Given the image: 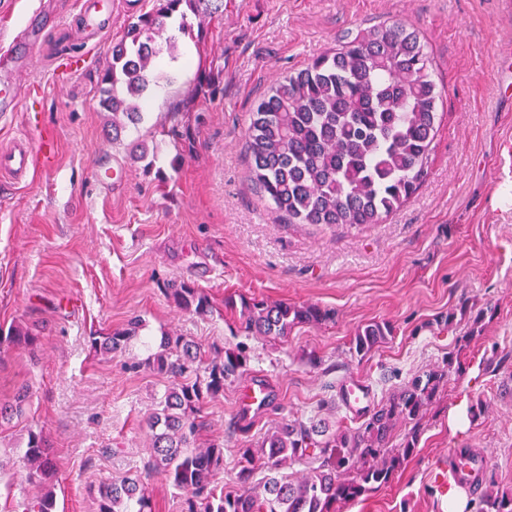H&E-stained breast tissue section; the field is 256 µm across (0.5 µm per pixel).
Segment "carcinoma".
Wrapping results in <instances>:
<instances>
[{
	"instance_id": "obj_1",
	"label": "carcinoma",
	"mask_w": 512,
	"mask_h": 512,
	"mask_svg": "<svg viewBox=\"0 0 512 512\" xmlns=\"http://www.w3.org/2000/svg\"><path fill=\"white\" fill-rule=\"evenodd\" d=\"M206 0H155L152 11L112 46V62L98 87L101 106L112 113V139L142 120L141 101L157 81L156 60L175 59L177 35L190 36L193 15ZM441 98L428 47L401 22L357 30L301 70L273 79L251 113L246 155L252 182L276 216L290 224H380L418 191L440 122ZM167 294L182 309L205 314L209 301L198 289L174 285ZM247 328L257 336L286 338L295 326L331 320L318 305L269 304L241 299ZM139 322L107 336H94L95 350L113 351L134 337ZM387 322L359 326L350 349L362 358L392 335ZM246 350H226L209 360L193 342L164 336L146 364L173 378L148 418L153 454L148 470L164 472L185 494V512H340V506L390 484L418 447L420 421L454 366L414 374L405 388L376 408L357 428L331 427L309 419L284 422L259 449L242 448L236 485L212 487L224 466V448L196 446L201 412L224 394V385L248 371ZM29 394L0 405V419L22 411ZM408 427L398 447L397 426ZM29 479L51 474L54 462L41 435L30 433L24 455ZM306 465L295 476L285 468ZM259 481H253L255 473ZM469 483L482 487L476 512H512V491L496 488L486 467ZM28 512H54L48 490L26 505ZM99 512H152L144 481L125 478L99 488Z\"/></svg>"
}]
</instances>
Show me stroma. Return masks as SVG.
Wrapping results in <instances>:
<instances>
[{
	"label": "stroma",
	"instance_id": "1",
	"mask_svg": "<svg viewBox=\"0 0 512 512\" xmlns=\"http://www.w3.org/2000/svg\"><path fill=\"white\" fill-rule=\"evenodd\" d=\"M83 0L33 51L40 94L23 96L0 148L52 135L57 166L15 185L0 179V329L28 328L34 346L0 344V402L28 387L21 416L0 425V512H24L43 486L22 463L30 432L56 460V512H98L99 484L142 473L147 418L170 379L145 365L163 334L213 348L246 346L250 367L203 413L199 444H223L215 486L235 482L240 449L283 419L357 427L339 392L364 382L380 404L416 372L461 355L424 420L417 450L389 486L342 512H448L431 493L434 464L455 448L486 458L512 490V0H212L200 37L162 58L145 117L113 142L98 84L112 47L152 0H102L109 31L82 47ZM401 21L420 31L443 88L442 116L420 189L384 223L278 224L248 177L249 114L273 78L298 71L348 33ZM103 160L127 170L117 189L92 178ZM208 296L210 313L179 309L168 284ZM331 310L288 338L248 333L228 297ZM482 332L472 336L473 319ZM144 324L139 341L109 354L91 336ZM371 320L393 334L351 354ZM317 356L320 366L309 358ZM269 406L240 413L250 382ZM483 402L454 431L448 413Z\"/></svg>",
	"mask_w": 512,
	"mask_h": 512
}]
</instances>
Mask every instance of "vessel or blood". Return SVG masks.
I'll return each instance as SVG.
<instances>
[{
	"mask_svg": "<svg viewBox=\"0 0 512 512\" xmlns=\"http://www.w3.org/2000/svg\"><path fill=\"white\" fill-rule=\"evenodd\" d=\"M47 20L34 15L20 36L0 53V122L11 120L23 88L30 84L31 49L42 38ZM54 139L41 135L39 141L16 142L12 149L0 153V173L14 182H22L30 174L43 170L53 158ZM269 391L265 385L247 386L240 394L239 405L244 409L259 410L267 404Z\"/></svg>",
	"mask_w": 512,
	"mask_h": 512,
	"instance_id": "b4317fda",
	"label": "vessel or blood"
}]
</instances>
